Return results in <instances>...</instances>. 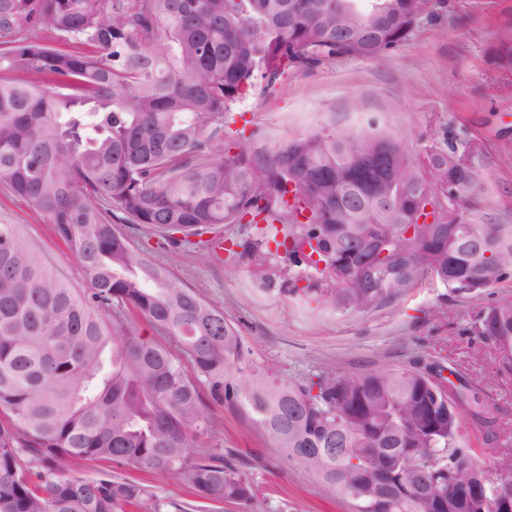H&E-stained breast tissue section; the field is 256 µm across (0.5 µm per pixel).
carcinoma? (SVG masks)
Returning <instances> with one entry per match:
<instances>
[{
  "label": "carcinoma",
  "instance_id": "1",
  "mask_svg": "<svg viewBox=\"0 0 512 512\" xmlns=\"http://www.w3.org/2000/svg\"><path fill=\"white\" fill-rule=\"evenodd\" d=\"M428 3L0 0V184L34 204L86 274L75 286L20 225L0 223V512H162L120 474L57 473L61 461L101 459L189 484L196 501L176 512H258L240 470L197 451L217 432L212 401L244 408L285 466L344 495L352 512H444L439 501L499 512L512 485L469 494L481 461L462 449L460 418L476 396L455 386L436 405L432 375L413 368L284 379L254 362L221 304L137 252L121 228L178 240L202 262L210 251L192 238L261 223L253 262L267 261L277 236L291 240L289 265L315 273L303 292L340 311L375 308L427 278L471 296L512 278V224L468 211L483 180L476 141L413 157L368 131L312 132L268 153L243 132L214 144L246 92H269L291 69L384 55ZM496 59L512 68V26ZM384 152L397 186L381 185L375 201L373 159ZM443 185L451 210L425 213L423 199ZM130 312L157 337L140 335ZM476 329L495 347L496 375L511 374L512 298ZM413 453L423 459L410 467Z\"/></svg>",
  "mask_w": 512,
  "mask_h": 512
}]
</instances>
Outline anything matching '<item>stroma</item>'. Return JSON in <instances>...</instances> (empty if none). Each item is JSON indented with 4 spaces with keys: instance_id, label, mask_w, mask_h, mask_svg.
Returning <instances> with one entry per match:
<instances>
[{
    "instance_id": "1",
    "label": "stroma",
    "mask_w": 512,
    "mask_h": 512,
    "mask_svg": "<svg viewBox=\"0 0 512 512\" xmlns=\"http://www.w3.org/2000/svg\"><path fill=\"white\" fill-rule=\"evenodd\" d=\"M512 24V0H431L408 41L384 58L341 57L290 72L269 95L247 94L233 109L231 129H245L263 150L321 129L381 132L411 154L430 145L475 138L483 182L472 205L493 224H512V70L496 68L500 30ZM0 222L21 225L49 262L73 283L85 273L54 237L30 202L0 186ZM133 247L217 301L240 331L257 364L282 378L305 382L325 367L347 375L380 368L425 369L440 362L450 380L465 378L481 403L480 415L462 414V445L476 448L499 482H512V378L495 377V352L472 331L478 315L512 297V280L463 298L427 279L379 307L345 313L290 293L288 255L265 264L246 250L257 233L227 224L205 234V263L190 261L139 226L126 227ZM218 431L205 449L223 452L257 490L260 512H350L346 497L308 473L285 467L270 437L237 407L213 405ZM116 471L143 479L165 512L192 500L191 489L171 479L110 462L65 464L64 476Z\"/></svg>"
}]
</instances>
